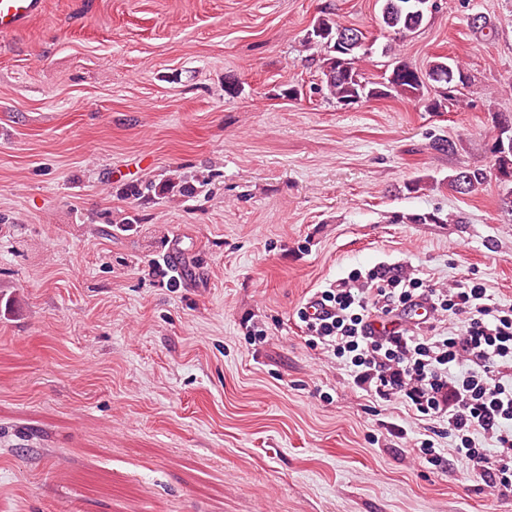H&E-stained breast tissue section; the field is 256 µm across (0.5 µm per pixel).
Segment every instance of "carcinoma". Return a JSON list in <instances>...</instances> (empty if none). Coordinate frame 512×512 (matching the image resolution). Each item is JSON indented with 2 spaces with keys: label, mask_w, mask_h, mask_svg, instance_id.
<instances>
[{
  "label": "carcinoma",
  "mask_w": 512,
  "mask_h": 512,
  "mask_svg": "<svg viewBox=\"0 0 512 512\" xmlns=\"http://www.w3.org/2000/svg\"><path fill=\"white\" fill-rule=\"evenodd\" d=\"M435 0H381L380 20L384 27L406 37L414 33L432 11ZM363 33L339 24L325 13L315 20L307 42L321 50L318 91L327 99L347 106L362 100L407 97L424 101L438 112L456 100L458 86L469 83L462 66L444 56L416 68L402 60L394 63L390 74L381 82L366 80L356 67L358 52L363 49ZM500 137L492 146L493 163L487 169L463 167L448 176V186L457 193L469 194L488 180L512 185V113L498 114Z\"/></svg>",
  "instance_id": "obj_1"
}]
</instances>
